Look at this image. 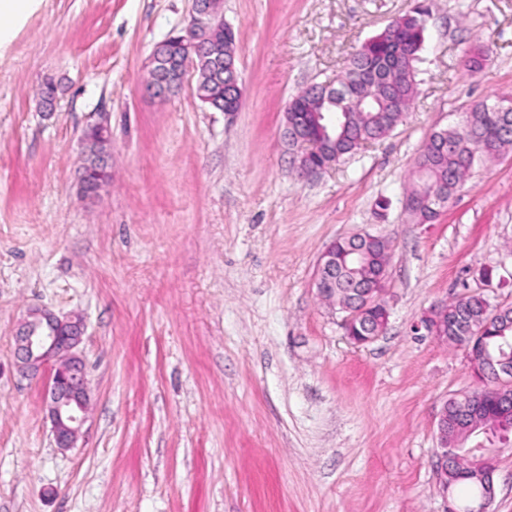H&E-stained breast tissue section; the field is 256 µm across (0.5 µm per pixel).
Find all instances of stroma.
<instances>
[{"label": "stroma", "mask_w": 512, "mask_h": 512, "mask_svg": "<svg viewBox=\"0 0 512 512\" xmlns=\"http://www.w3.org/2000/svg\"><path fill=\"white\" fill-rule=\"evenodd\" d=\"M427 3L402 123L304 179L284 139L290 96L416 0H223L236 112L146 90L192 0H41L0 50V512H446L467 498L436 482V423L478 381L463 350L413 326L461 295L512 305V152L475 167L430 224L409 216L405 184L433 132L512 98V0ZM101 119L111 179L85 198L83 131ZM356 233L392 243L388 323L360 347L315 288L325 248ZM32 306L86 326L91 399L70 449L43 380L14 365Z\"/></svg>", "instance_id": "stroma-1"}]
</instances>
